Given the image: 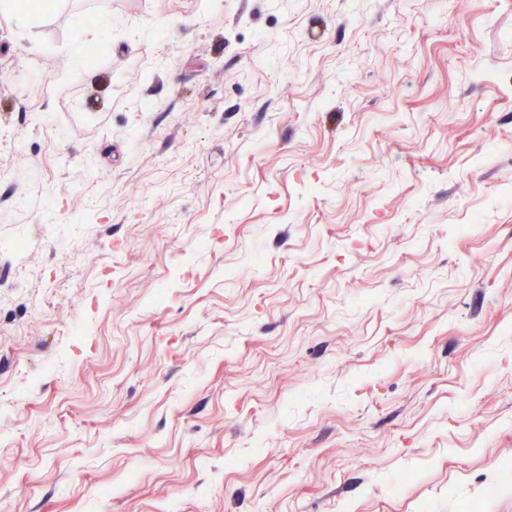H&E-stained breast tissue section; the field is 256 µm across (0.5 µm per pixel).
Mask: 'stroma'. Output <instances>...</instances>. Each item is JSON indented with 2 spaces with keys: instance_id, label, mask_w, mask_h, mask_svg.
Segmentation results:
<instances>
[{
  "instance_id": "1",
  "label": "stroma",
  "mask_w": 512,
  "mask_h": 512,
  "mask_svg": "<svg viewBox=\"0 0 512 512\" xmlns=\"http://www.w3.org/2000/svg\"><path fill=\"white\" fill-rule=\"evenodd\" d=\"M20 241L0 512H512V0L0 13Z\"/></svg>"
}]
</instances>
